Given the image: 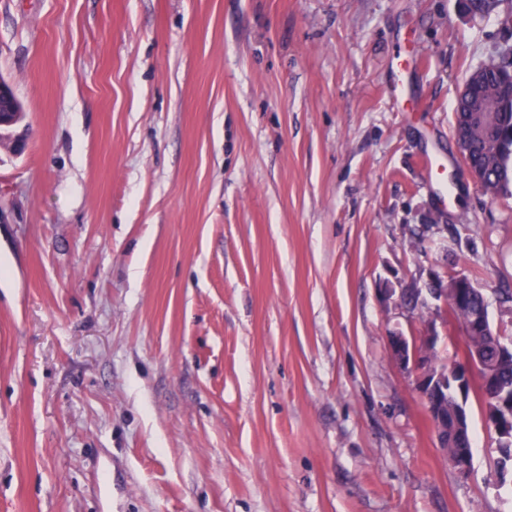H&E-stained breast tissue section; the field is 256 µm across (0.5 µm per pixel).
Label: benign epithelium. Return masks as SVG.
<instances>
[{
  "label": "benign epithelium",
  "mask_w": 512,
  "mask_h": 512,
  "mask_svg": "<svg viewBox=\"0 0 512 512\" xmlns=\"http://www.w3.org/2000/svg\"><path fill=\"white\" fill-rule=\"evenodd\" d=\"M8 102L0 108V140L11 141L15 154L25 150V139L14 131L23 119L18 99L11 84L0 79V98ZM476 284L467 275L433 271L424 286L407 289L413 296L424 292L436 301L437 312L454 315L463 339L461 358L449 368L433 371L426 352L442 342L446 327L430 322L420 336H407L393 331L388 336L391 359L404 372L414 376L427 417L439 442L440 451L460 475L471 472L473 454L467 447V431L471 430L469 400L480 393L485 401L483 417L486 427L496 436L497 456L492 464L499 484L505 485L512 473V392L501 389L500 366L512 362V338L504 336L490 322L488 312L478 310L464 316L463 289Z\"/></svg>",
  "instance_id": "1"
}]
</instances>
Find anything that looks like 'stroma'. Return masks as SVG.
<instances>
[{"instance_id": "stroma-1", "label": "stroma", "mask_w": 512, "mask_h": 512, "mask_svg": "<svg viewBox=\"0 0 512 512\" xmlns=\"http://www.w3.org/2000/svg\"><path fill=\"white\" fill-rule=\"evenodd\" d=\"M504 35L462 0H0V512H512L480 407L463 477L387 344L434 269L512 334V196L451 133ZM1 97L8 103L6 110L1 109L0 105V140L8 139L11 141L13 150L16 155H21L25 150V139L21 133H16L14 128L19 125L24 119V111L20 112L17 107V99L11 84L3 79H0V101Z\"/></svg>"}]
</instances>
